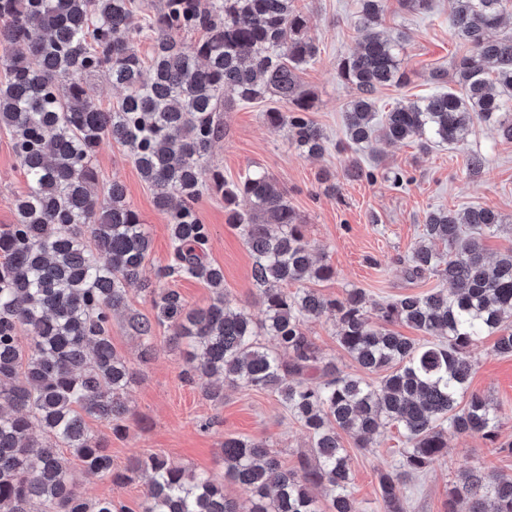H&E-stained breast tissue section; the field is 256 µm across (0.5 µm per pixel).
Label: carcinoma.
<instances>
[{"label":"carcinoma","instance_id":"cac0c4a2","mask_svg":"<svg viewBox=\"0 0 512 512\" xmlns=\"http://www.w3.org/2000/svg\"><path fill=\"white\" fill-rule=\"evenodd\" d=\"M296 0H163L150 20L149 65L134 49L143 26L132 0H0V41L24 51L0 58V128L12 132L26 189L15 199L16 223L0 230V512H129L119 500L91 501L62 464L68 448L88 474L115 484L149 476L141 512H361L349 490V457L340 433L368 447L379 429L397 424L407 447L379 476L382 512H406L403 485L438 461L448 434L490 436L498 410L469 390L470 347L512 320V249L487 261L483 236L512 220L489 207L461 213L431 210L409 274L438 273L451 288L402 295L366 315L359 288L341 299L286 286L334 275L314 264L299 214L287 191L263 170L227 182L211 164L224 132L218 113L267 92L291 106L264 113L288 128L302 154L319 155L326 139L307 112L313 99L298 71L318 53ZM366 35L338 64L355 95L346 111L348 173L372 179L358 154L381 135L413 139L423 151L457 144L477 121L512 140V35L492 39L512 0H453L450 26L470 45L455 66L457 88L400 101L379 113L376 93L409 80L402 42L378 30L384 0H359ZM203 32L192 46L180 35ZM103 71L126 91L112 109L99 107L84 77ZM106 137L127 146L158 210L171 216L173 255L162 277L204 281L211 303L189 308L173 290L147 289L158 323L185 345L187 379L216 374L277 394L311 435V458L300 470L282 465L257 438L224 439V475L189 471L156 454L112 470V456L87 419L122 429L133 379L109 336L112 312L127 304L126 285L139 279L150 237L114 182L91 191L92 160ZM224 195L228 223L242 230L254 258L264 318L232 312L224 272L204 259L210 231L195 203L204 185ZM249 210L238 209L239 200ZM440 242L448 251L431 244ZM329 314L341 347L377 386L322 361L304 324ZM403 323L438 341L419 345L393 330ZM25 328L30 342L22 344ZM142 355L152 353V324H134ZM270 338L269 348L262 338ZM251 491L243 508L224 494V480ZM327 492L319 505L312 488ZM448 512H512V474L461 470L448 491Z\"/></svg>","mask_w":512,"mask_h":512}]
</instances>
